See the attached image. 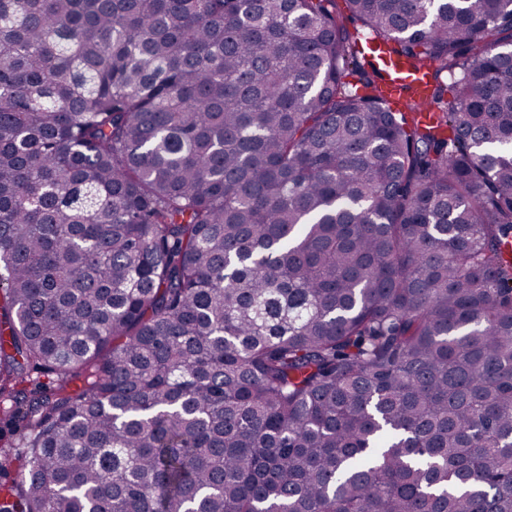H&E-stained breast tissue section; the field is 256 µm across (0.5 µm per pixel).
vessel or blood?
Returning a JSON list of instances; mask_svg holds the SVG:
<instances>
[{
    "instance_id": "1",
    "label": "vessel or blood",
    "mask_w": 512,
    "mask_h": 512,
    "mask_svg": "<svg viewBox=\"0 0 512 512\" xmlns=\"http://www.w3.org/2000/svg\"><path fill=\"white\" fill-rule=\"evenodd\" d=\"M365 47L379 60L386 75L383 83L384 95L395 104L402 99H410L420 109V120L430 121L433 112L437 110L432 98L434 79L431 69L410 70L404 62L388 58L378 43L369 41Z\"/></svg>"
}]
</instances>
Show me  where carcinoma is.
Listing matches in <instances>:
<instances>
[{
  "instance_id": "1",
  "label": "carcinoma",
  "mask_w": 512,
  "mask_h": 512,
  "mask_svg": "<svg viewBox=\"0 0 512 512\" xmlns=\"http://www.w3.org/2000/svg\"><path fill=\"white\" fill-rule=\"evenodd\" d=\"M345 5L436 122L336 0H0V512H512V0ZM365 48L379 60L386 75L382 88L384 95L393 104H399L408 95L410 101L419 106L420 120L429 122L433 112L437 110V105L431 98L434 84L431 69L410 70L404 62L389 59L377 42L368 41Z\"/></svg>"
}]
</instances>
